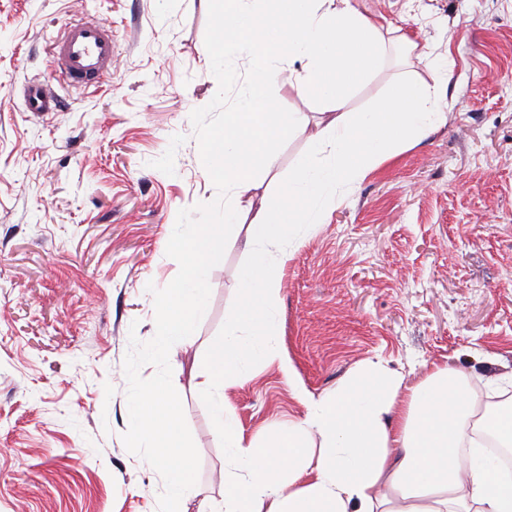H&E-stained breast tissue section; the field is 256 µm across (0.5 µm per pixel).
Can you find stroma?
<instances>
[{
  "instance_id": "obj_1",
  "label": "stroma",
  "mask_w": 512,
  "mask_h": 512,
  "mask_svg": "<svg viewBox=\"0 0 512 512\" xmlns=\"http://www.w3.org/2000/svg\"><path fill=\"white\" fill-rule=\"evenodd\" d=\"M352 4L391 31L346 111L434 78L448 121L337 189L324 223L292 230L272 341L317 401L378 362L408 386L456 369L483 410L512 378V0ZM223 12L224 0H0V512H168L163 470L132 445L133 403L159 380L179 400L194 475L180 512L224 506L230 463L195 375L241 303L252 214L211 255L189 338L154 352L181 272L169 237L224 212L200 149L247 92L252 58H225L214 78ZM85 18L112 24L104 86L54 82L62 111H22L24 87L51 80L60 21ZM404 36L421 55H405ZM277 67L268 95L309 122L251 191L271 210L320 120L287 81L301 62ZM224 394L249 441L309 413L275 363L248 362Z\"/></svg>"
}]
</instances>
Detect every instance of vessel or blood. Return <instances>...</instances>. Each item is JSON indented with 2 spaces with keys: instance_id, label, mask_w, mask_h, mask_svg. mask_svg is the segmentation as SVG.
I'll use <instances>...</instances> for the list:
<instances>
[{
  "instance_id": "obj_1",
  "label": "vessel or blood",
  "mask_w": 512,
  "mask_h": 512,
  "mask_svg": "<svg viewBox=\"0 0 512 512\" xmlns=\"http://www.w3.org/2000/svg\"><path fill=\"white\" fill-rule=\"evenodd\" d=\"M112 29L103 20L67 22L53 40L50 53L61 77L73 87L99 86L112 69ZM29 112H55L59 100L51 87L37 83L24 90Z\"/></svg>"
}]
</instances>
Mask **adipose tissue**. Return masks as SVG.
I'll use <instances>...</instances> for the list:
<instances>
[{"label":"adipose tissue","instance_id":"1","mask_svg":"<svg viewBox=\"0 0 512 512\" xmlns=\"http://www.w3.org/2000/svg\"><path fill=\"white\" fill-rule=\"evenodd\" d=\"M382 29L351 0H263L259 13L246 0H225L210 54L217 59L245 51L255 69L246 95L225 113L223 128L204 148V172L223 183L233 206L223 221L177 241L184 273L159 303L158 350L188 335L205 300L209 256L225 225L250 211L257 174L277 166L271 140L308 122L304 113L277 111L267 97V85L278 77L269 66L272 57L303 61L288 81L330 116L299 168L280 183L283 195L317 203L297 223H319L323 208L336 202L338 183L361 181L416 136L446 123L437 86L423 80L392 85L368 111H345L348 90L371 74L386 49ZM287 235L279 210L259 212L248 224L252 261L241 273L242 302L224 338L211 346L197 383L213 398V424L233 465L224 474V512H396L381 495L388 486L406 499L424 495L423 504L406 512H512V477L483 465L469 432L478 417L476 400L465 379L446 368H434L407 387L402 376L370 364L336 398L312 402L306 419L289 424L272 444L245 440L220 390L240 378L246 357H281L268 340L279 276L267 247ZM138 419L133 441L151 448L153 465L167 473L169 500L178 503L192 486V468L177 402L164 383L139 400ZM314 434L319 444L311 443Z\"/></svg>","mask_w":512,"mask_h":512}]
</instances>
